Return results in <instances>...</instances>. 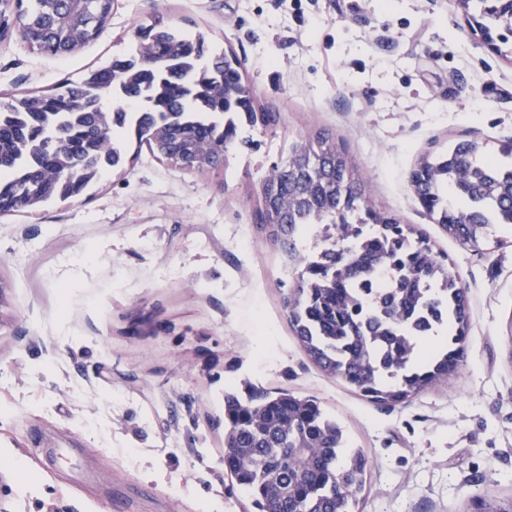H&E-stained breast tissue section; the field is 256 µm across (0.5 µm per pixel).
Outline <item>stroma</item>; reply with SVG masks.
I'll list each match as a JSON object with an SVG mask.
<instances>
[{
    "label": "stroma",
    "mask_w": 512,
    "mask_h": 512,
    "mask_svg": "<svg viewBox=\"0 0 512 512\" xmlns=\"http://www.w3.org/2000/svg\"><path fill=\"white\" fill-rule=\"evenodd\" d=\"M164 16L244 64L256 102L224 168L129 154L88 198L0 215V507L5 512H243L224 475V389L316 396L369 455L359 512H471L512 496V241L448 238L409 186L421 154L512 139V63L455 0H115L99 38L63 59L0 39V92L53 87L130 52ZM344 144L373 206L426 233L468 289L466 362L393 408L306 358L281 294V250L253 219L295 136Z\"/></svg>",
    "instance_id": "1"
}]
</instances>
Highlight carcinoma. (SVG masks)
<instances>
[{
    "label": "carcinoma",
    "mask_w": 512,
    "mask_h": 512,
    "mask_svg": "<svg viewBox=\"0 0 512 512\" xmlns=\"http://www.w3.org/2000/svg\"><path fill=\"white\" fill-rule=\"evenodd\" d=\"M114 0H0L19 36L63 58L98 39ZM474 34L498 53L512 36V0H458ZM135 51L0 104V214L82 196L126 164V142L176 167L224 166L243 124L276 115L240 96L243 65L231 51L161 19L139 28ZM409 184L448 237L481 251L512 232V143L459 139L419 159ZM256 227L280 244L294 270L282 296L288 324L322 373L364 399L395 407L453 379L470 330L467 288L427 237L376 210L348 153L326 131L299 136L262 180ZM333 243L313 260L297 249L309 224ZM442 314L441 344L423 350L411 321ZM368 454L353 448L314 396L288 389L224 391V474L255 512H358ZM472 512H512V500L476 495Z\"/></svg>",
    "instance_id": "obj_1"
}]
</instances>
